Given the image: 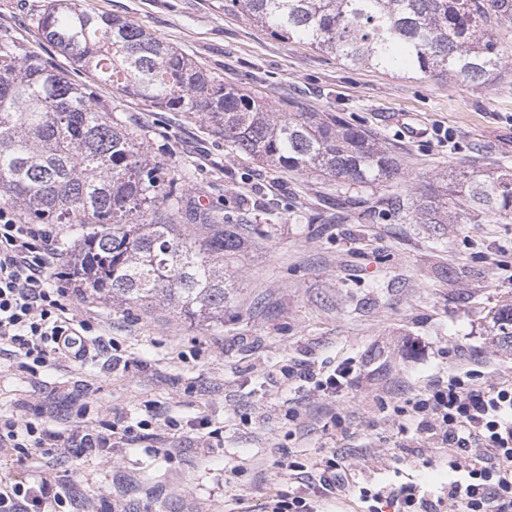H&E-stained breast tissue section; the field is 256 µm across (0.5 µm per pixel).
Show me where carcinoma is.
Returning a JSON list of instances; mask_svg holds the SVG:
<instances>
[{
    "mask_svg": "<svg viewBox=\"0 0 512 512\" xmlns=\"http://www.w3.org/2000/svg\"><path fill=\"white\" fill-rule=\"evenodd\" d=\"M224 8L350 67L473 85L499 77L504 54L489 24L512 18V0H224ZM36 25L87 81H71L14 40L0 43V205L17 207L27 224L68 225L73 245L58 273L127 314L162 301L193 320L224 322L232 269L261 231L184 190L182 175L101 108L99 82L202 117L224 148L266 166L353 185L390 187L401 177L397 158L365 131L327 112H279L129 19L98 15L83 0H49ZM418 190L419 224L512 214L509 166ZM192 225L210 234L198 237ZM492 320L499 342L512 346V305Z\"/></svg>",
    "mask_w": 512,
    "mask_h": 512,
    "instance_id": "obj_1",
    "label": "carcinoma"
}]
</instances>
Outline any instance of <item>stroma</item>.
I'll return each mask as SVG.
<instances>
[{
    "label": "stroma",
    "instance_id": "obj_1",
    "mask_svg": "<svg viewBox=\"0 0 512 512\" xmlns=\"http://www.w3.org/2000/svg\"><path fill=\"white\" fill-rule=\"evenodd\" d=\"M90 10L134 20L214 76L282 112H332L370 134L401 162L391 190L286 172L225 151L210 124L100 85L101 101L136 130L158 160L188 170L186 187L264 234L234 271L222 323L187 319L165 303L147 313L72 290L69 306L111 353L56 363L33 377L0 345V418L40 417L71 428L80 406L105 422L146 418L153 402L180 421L166 452L138 443L105 465L92 455L33 453L14 476H58L77 505H108L125 490L127 512H263L290 485L278 464L293 455L342 454L354 478L382 486L413 480L436 512L453 477L415 428L401 430L394 406L428 380L479 356L488 382L512 381V348L490 336L494 310L512 304V273L491 257L512 249V218L418 224L415 188L474 166H512V22L495 36L505 50L500 79L475 86L421 81L343 65L334 55L270 36L224 0H84ZM47 0H0V37L23 42L53 67L80 72L40 44ZM349 362L336 394L289 383L288 366L331 371ZM336 409L347 433L324 429ZM297 411L298 421L288 419ZM218 429L204 452L198 418Z\"/></svg>",
    "mask_w": 512,
    "mask_h": 512
}]
</instances>
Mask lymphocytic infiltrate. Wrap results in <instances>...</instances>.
Returning a JSON list of instances; mask_svg holds the SVG:
<instances>
[{"label":"lymphocytic infiltrate","mask_w":512,"mask_h":512,"mask_svg":"<svg viewBox=\"0 0 512 512\" xmlns=\"http://www.w3.org/2000/svg\"><path fill=\"white\" fill-rule=\"evenodd\" d=\"M54 251L48 231L22 223L14 208L0 207V342L31 373L53 363L82 362L112 346L105 337L91 336L86 320L70 317L68 288L47 276ZM396 413L447 450L449 467L458 474L448 484V497L458 512H512V382L487 383L477 370L433 379ZM174 426L170 418L154 428L143 419L101 429L86 419L65 435L32 420L0 419V462L30 457L36 449L65 453L74 447L108 462L140 440L165 445ZM286 470L289 482L311 488L314 496L281 493L266 512H318L319 501L349 483L345 466L333 456L294 460ZM358 492L368 512H433L432 501L413 482L362 486ZM70 501L49 474L34 482L0 479V512H44L49 506L62 512Z\"/></svg>","instance_id":"1"}]
</instances>
